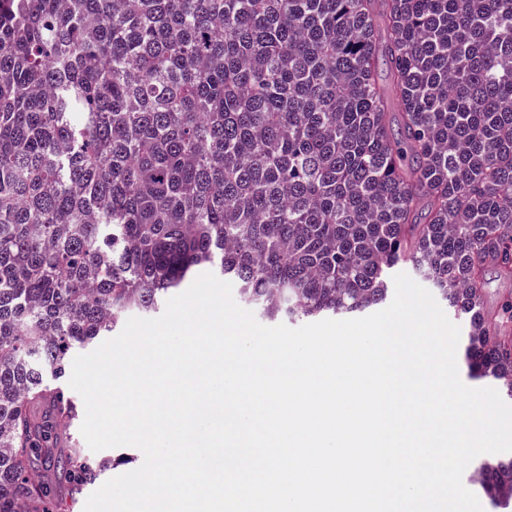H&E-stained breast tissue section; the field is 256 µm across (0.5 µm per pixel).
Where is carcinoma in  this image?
<instances>
[{"instance_id": "cac0c4a2", "label": "carcinoma", "mask_w": 512, "mask_h": 512, "mask_svg": "<svg viewBox=\"0 0 512 512\" xmlns=\"http://www.w3.org/2000/svg\"><path fill=\"white\" fill-rule=\"evenodd\" d=\"M399 264L512 398V0H0V512L99 483L63 380L127 312L209 269L359 314Z\"/></svg>"}]
</instances>
